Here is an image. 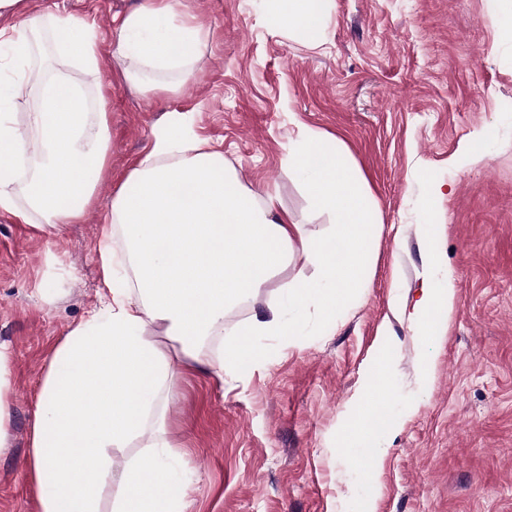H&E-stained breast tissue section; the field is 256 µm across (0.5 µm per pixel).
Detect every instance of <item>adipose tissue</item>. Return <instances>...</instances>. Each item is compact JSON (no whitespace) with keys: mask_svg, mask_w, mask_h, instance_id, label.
I'll return each instance as SVG.
<instances>
[{"mask_svg":"<svg viewBox=\"0 0 512 512\" xmlns=\"http://www.w3.org/2000/svg\"><path fill=\"white\" fill-rule=\"evenodd\" d=\"M19 0H0V53L28 59L33 32L48 31L55 52L101 75L94 28L74 15L16 14ZM185 0H140L119 22L112 57L131 62L127 79L146 94L172 95L200 54L207 33ZM330 0H269L274 26L317 45ZM24 77H0V212L58 228L80 221L97 196L110 153L108 100L87 105L82 89L44 76L26 127L15 122ZM289 171L304 179L316 210L330 216L324 234L309 235L277 194L246 188L222 152L190 130L188 113L170 111L153 127L144 155L112 199L113 229L98 249L101 307L71 327L41 381L30 461L41 512H104L113 453L148 439L151 454L124 465L111 512H186L188 482L168 465L163 408L172 359L147 330L163 326L181 358L203 360L216 376L261 363L259 336L293 340L298 330L283 306L317 305L322 323L365 285L372 242L381 231L377 205L340 141L315 135L289 145ZM311 276L283 282L263 313L224 335V318L256 297L294 261ZM455 302L450 278L426 280L408 314L419 335L446 332ZM388 360L345 425L341 446L373 483L377 435L393 424L377 399Z\"/></svg>","mask_w":512,"mask_h":512,"instance_id":"1","label":"adipose tissue"}]
</instances>
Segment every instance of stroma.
I'll return each mask as SVG.
<instances>
[{
  "label": "stroma",
  "instance_id": "stroma-1",
  "mask_svg": "<svg viewBox=\"0 0 512 512\" xmlns=\"http://www.w3.org/2000/svg\"><path fill=\"white\" fill-rule=\"evenodd\" d=\"M93 20L110 71L109 171L81 223L56 231L0 213V344L8 349V448L0 512H39L30 438L57 343L98 304V247L112 198L167 111L224 154L242 184L275 192L311 235L328 217L284 163L315 132L342 141L383 226L360 297L327 327L309 306L295 342L257 337L264 364L217 379L180 364L165 406L170 456L191 481L189 512H352L368 492L339 446L357 401L393 351L372 512H512V34L498 0H333L320 47L267 22L266 0H190L208 35L176 95H145L113 60L116 21L138 0H52ZM15 119L25 125L36 79L93 75L48 48ZM487 135L480 156L465 149ZM431 173L442 195L426 207ZM440 225L442 273L455 305L444 335L418 336L393 309L424 272L419 226Z\"/></svg>",
  "mask_w": 512,
  "mask_h": 512
}]
</instances>
